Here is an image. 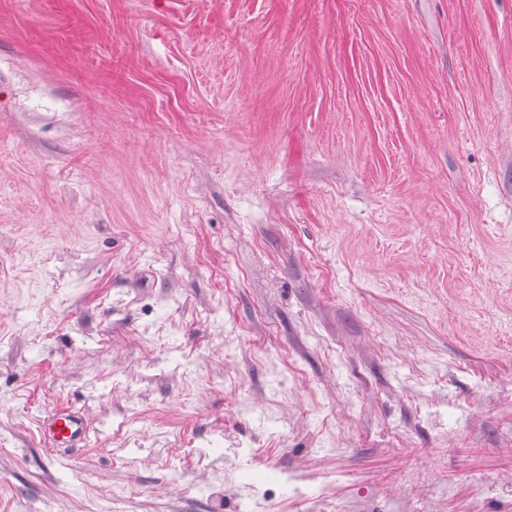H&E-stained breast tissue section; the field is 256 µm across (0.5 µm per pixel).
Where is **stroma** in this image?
<instances>
[{
  "label": "stroma",
  "instance_id": "stroma-1",
  "mask_svg": "<svg viewBox=\"0 0 512 512\" xmlns=\"http://www.w3.org/2000/svg\"><path fill=\"white\" fill-rule=\"evenodd\" d=\"M0 512H512V0H0ZM48 436L58 445H72L81 442L86 436V427L75 414L53 415L45 428Z\"/></svg>",
  "mask_w": 512,
  "mask_h": 512
}]
</instances>
